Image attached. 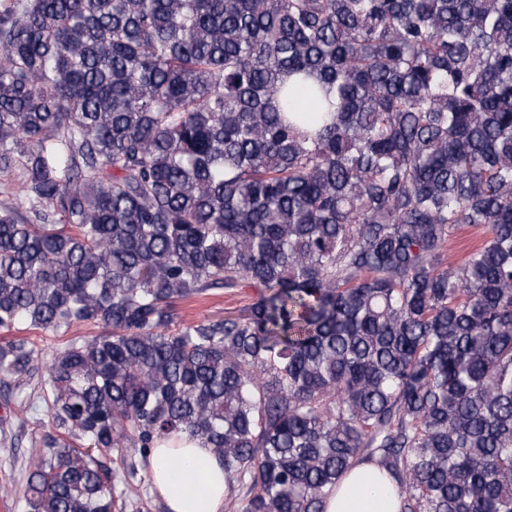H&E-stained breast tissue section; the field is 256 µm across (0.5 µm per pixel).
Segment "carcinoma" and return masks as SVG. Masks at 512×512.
<instances>
[{"mask_svg":"<svg viewBox=\"0 0 512 512\" xmlns=\"http://www.w3.org/2000/svg\"><path fill=\"white\" fill-rule=\"evenodd\" d=\"M78 322L35 396L0 339L26 512H113L183 437L232 512L362 461L399 512H512V0H3L0 328ZM484 235L482 229L465 228L448 242L447 262L458 263L464 257L467 247ZM255 295L253 288H242L237 292L213 291V295L194 298L178 303V313L183 322H196L207 317H224L238 314Z\"/></svg>","mask_w":512,"mask_h":512,"instance_id":"1","label":"carcinoma"}]
</instances>
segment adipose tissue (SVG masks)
Instances as JSON below:
<instances>
[{"label": "adipose tissue", "instance_id": "adipose-tissue-1", "mask_svg": "<svg viewBox=\"0 0 512 512\" xmlns=\"http://www.w3.org/2000/svg\"><path fill=\"white\" fill-rule=\"evenodd\" d=\"M154 494L167 512H224V466L208 448L190 442L152 449L144 461ZM390 481L375 464L356 465L332 493L325 512H398Z\"/></svg>", "mask_w": 512, "mask_h": 512}]
</instances>
